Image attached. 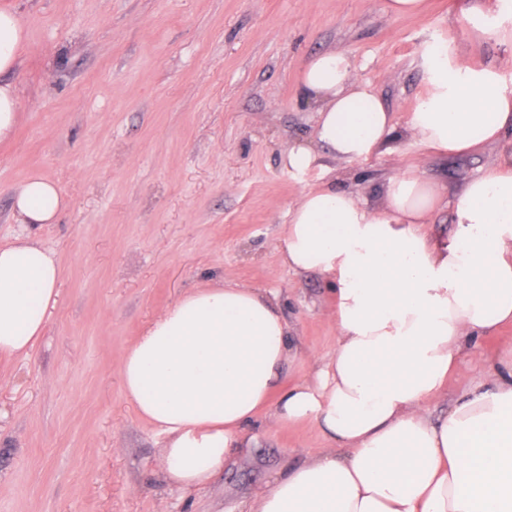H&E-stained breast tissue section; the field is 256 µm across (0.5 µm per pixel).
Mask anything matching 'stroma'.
Masks as SVG:
<instances>
[{
	"instance_id": "35a3bbf8",
	"label": "stroma",
	"mask_w": 512,
	"mask_h": 512,
	"mask_svg": "<svg viewBox=\"0 0 512 512\" xmlns=\"http://www.w3.org/2000/svg\"><path fill=\"white\" fill-rule=\"evenodd\" d=\"M473 0H424L394 16L384 0H0L27 32L11 74L15 138L0 146V240L19 228L10 190L30 174L54 181L69 208L37 238L63 278L30 356L0 359V512H237L326 443L309 424L262 415L252 442L203 489L159 474L163 435L124 394L119 364L148 322L210 284L274 288L302 352L300 381L336 347L327 283L280 262L291 204L334 184L370 206L408 167L449 196L512 149L434 154L412 144L347 165L322 157L294 172L288 149L314 141L317 114L300 95L304 63L336 50L405 129L427 94L423 47L494 68L512 90V15L471 12Z\"/></svg>"
}]
</instances>
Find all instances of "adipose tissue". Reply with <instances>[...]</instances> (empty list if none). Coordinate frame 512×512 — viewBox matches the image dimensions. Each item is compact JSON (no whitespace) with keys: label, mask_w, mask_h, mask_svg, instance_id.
Listing matches in <instances>:
<instances>
[{"label":"adipose tissue","mask_w":512,"mask_h":512,"mask_svg":"<svg viewBox=\"0 0 512 512\" xmlns=\"http://www.w3.org/2000/svg\"><path fill=\"white\" fill-rule=\"evenodd\" d=\"M26 32L0 9V142L19 124L8 79ZM430 90L407 128L437 154L453 155L512 131V94L498 72L421 55ZM316 106V146H293L289 169L317 166L320 150L349 164L402 151L405 142L350 57L325 51L302 71ZM381 208L327 184L288 209L278 248L288 269L333 286L327 316L336 347L286 386L298 356L278 293L241 285L196 288L151 320L123 356L119 375L138 417L166 439L160 470L170 485L206 487L237 452L249 426L273 408L278 423L308 422L324 451L276 477L240 512H512V352L490 380L467 383L439 417L431 405L464 362H488L478 341L512 322V151L460 190L449 234L424 226L447 193L409 168L389 176ZM68 206L33 174L14 187L21 234L0 242V358L30 355L58 299L62 267L32 234Z\"/></svg>","instance_id":"ef3b65f1"}]
</instances>
